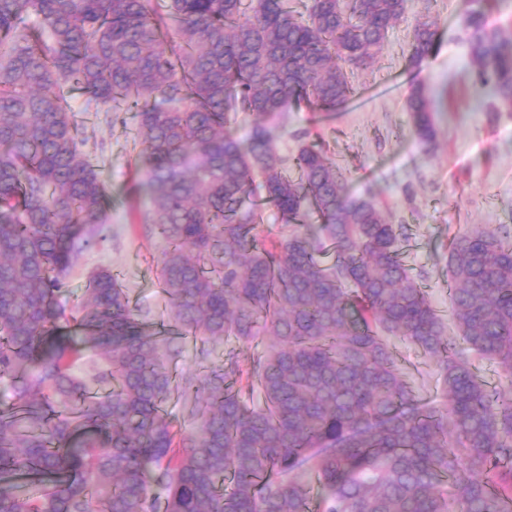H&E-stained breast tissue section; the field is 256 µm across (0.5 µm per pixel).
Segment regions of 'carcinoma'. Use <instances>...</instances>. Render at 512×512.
I'll return each mask as SVG.
<instances>
[{
    "instance_id": "carcinoma-1",
    "label": "carcinoma",
    "mask_w": 512,
    "mask_h": 512,
    "mask_svg": "<svg viewBox=\"0 0 512 512\" xmlns=\"http://www.w3.org/2000/svg\"><path fill=\"white\" fill-rule=\"evenodd\" d=\"M407 10L0 0V382L14 396L0 404V512H512V233L467 226L449 241L460 348L402 260L405 228L349 196L322 150L301 147L292 177L275 148V118L349 99L350 71ZM460 20L477 100L512 110V32L489 27L486 0H462ZM435 48L434 23L416 21L410 63ZM66 84L95 112L136 114L135 193L166 243L157 278L175 324L263 345L248 373L230 350L220 371L177 378L173 338L145 328L109 269L61 303L111 206ZM406 104L431 141V98L413 87ZM252 198L290 232L265 242ZM391 337L434 363L441 403L420 399ZM89 353L103 393L74 373ZM473 355L499 386L478 381ZM175 395L196 418L178 441Z\"/></svg>"
}]
</instances>
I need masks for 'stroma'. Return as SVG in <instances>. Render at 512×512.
Segmentation results:
<instances>
[{"label": "stroma", "mask_w": 512, "mask_h": 512, "mask_svg": "<svg viewBox=\"0 0 512 512\" xmlns=\"http://www.w3.org/2000/svg\"><path fill=\"white\" fill-rule=\"evenodd\" d=\"M434 22L438 32L432 55L421 65L409 62L415 19ZM466 35L460 25V0H409L407 19L397 24L372 64L355 70L351 99L320 112L290 108L276 130L282 158L300 146L322 143L343 172L347 193L377 202L392 224L407 228L400 243L412 275L442 312L448 311V241L468 224L512 229V112H489L477 104ZM424 86L436 102L433 142L420 141L406 107L410 87ZM69 105L84 125V150L112 195L102 238L78 256L64 302H72L90 276L107 268L129 292L140 319L166 321V301L155 280L164 245L147 230L146 197L135 195L138 165L134 113L107 116L89 112L81 91L69 89ZM181 353L171 367L178 378L201 377L218 367L225 350L250 366L256 346L232 340L212 344L201 363V340L180 339ZM401 365L416 381L419 396L436 402L432 362L398 346Z\"/></svg>", "instance_id": "1"}]
</instances>
